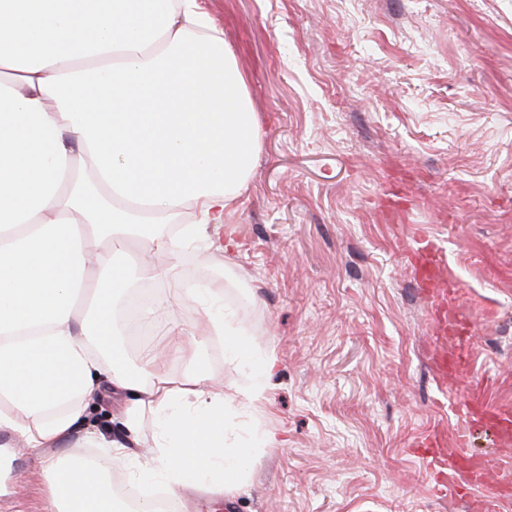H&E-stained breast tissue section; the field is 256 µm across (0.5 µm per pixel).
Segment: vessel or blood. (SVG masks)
Listing matches in <instances>:
<instances>
[{"label":"vessel or blood","instance_id":"b4317fda","mask_svg":"<svg viewBox=\"0 0 512 512\" xmlns=\"http://www.w3.org/2000/svg\"><path fill=\"white\" fill-rule=\"evenodd\" d=\"M407 254L423 273L422 288L435 300L430 318L436 330L453 335L456 341L451 361L444 366L442 374L443 379L455 382L468 359V340L474 326L447 307L446 296L453 284L443 277L444 248L434 238L420 234L415 247L408 249ZM461 411L469 417L470 425L458 432L457 448L452 455H444L437 433H430L417 442L432 472V490L443 499L467 500L472 512H496L507 489L512 487V469L496 470L495 457L471 455L467 448L471 430L477 426L489 427L500 445L511 444L512 413L475 395L463 403Z\"/></svg>","mask_w":512,"mask_h":512}]
</instances>
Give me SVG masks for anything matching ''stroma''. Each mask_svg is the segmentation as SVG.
Masks as SVG:
<instances>
[{
	"instance_id": "1",
	"label": "stroma",
	"mask_w": 512,
	"mask_h": 512,
	"mask_svg": "<svg viewBox=\"0 0 512 512\" xmlns=\"http://www.w3.org/2000/svg\"><path fill=\"white\" fill-rule=\"evenodd\" d=\"M260 127L245 192L167 286L216 285L275 368L231 395L253 446L235 512H468L412 448L454 447L468 393L512 408V0H204ZM443 240L448 303L475 325L456 390L399 244ZM104 393L73 437L123 434ZM0 512H41L38 460L0 470Z\"/></svg>"
}]
</instances>
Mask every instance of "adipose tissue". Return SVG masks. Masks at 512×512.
Instances as JSON below:
<instances>
[{"mask_svg":"<svg viewBox=\"0 0 512 512\" xmlns=\"http://www.w3.org/2000/svg\"><path fill=\"white\" fill-rule=\"evenodd\" d=\"M259 125L245 80L201 0H0V463L40 456L42 512H126L113 465L144 486L236 493L253 448L228 445L224 384L207 357L220 339L256 355L212 286L175 294L191 322L167 330L180 377L155 355L130 365L114 305L167 281L211 241L246 188ZM146 452L105 433L95 461L67 450L103 383Z\"/></svg>","mask_w":512,"mask_h":512,"instance_id":"ef3b65f1","label":"adipose tissue"}]
</instances>
